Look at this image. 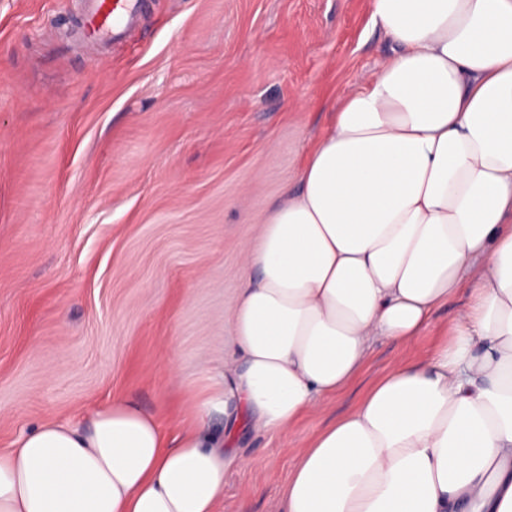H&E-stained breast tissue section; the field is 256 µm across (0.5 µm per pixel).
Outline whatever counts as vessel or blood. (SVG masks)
Returning a JSON list of instances; mask_svg holds the SVG:
<instances>
[{
    "label": "vessel or blood",
    "mask_w": 512,
    "mask_h": 512,
    "mask_svg": "<svg viewBox=\"0 0 512 512\" xmlns=\"http://www.w3.org/2000/svg\"><path fill=\"white\" fill-rule=\"evenodd\" d=\"M142 0H90L82 15L86 46L120 40L138 18Z\"/></svg>",
    "instance_id": "b4317fda"
}]
</instances>
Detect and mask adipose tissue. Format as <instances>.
I'll return each mask as SVG.
<instances>
[{"label": "adipose tissue", "instance_id": "ef3b65f1", "mask_svg": "<svg viewBox=\"0 0 512 512\" xmlns=\"http://www.w3.org/2000/svg\"><path fill=\"white\" fill-rule=\"evenodd\" d=\"M393 46L245 246L224 383L168 441L125 399L0 450V512H215L241 427L325 410L379 338L401 361L300 453L282 512H512V0H372ZM224 415V439L209 431Z\"/></svg>", "mask_w": 512, "mask_h": 512}]
</instances>
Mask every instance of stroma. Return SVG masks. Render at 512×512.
<instances>
[{"mask_svg": "<svg viewBox=\"0 0 512 512\" xmlns=\"http://www.w3.org/2000/svg\"><path fill=\"white\" fill-rule=\"evenodd\" d=\"M79 5L0 0L1 449L115 398L180 435L230 355L244 245L392 53L371 0H144L94 55L61 46ZM462 303L414 347L376 341L288 437L240 431L216 512H278L304 445L395 361L428 359Z\"/></svg>", "mask_w": 512, "mask_h": 512, "instance_id": "obj_1", "label": "stroma"}]
</instances>
